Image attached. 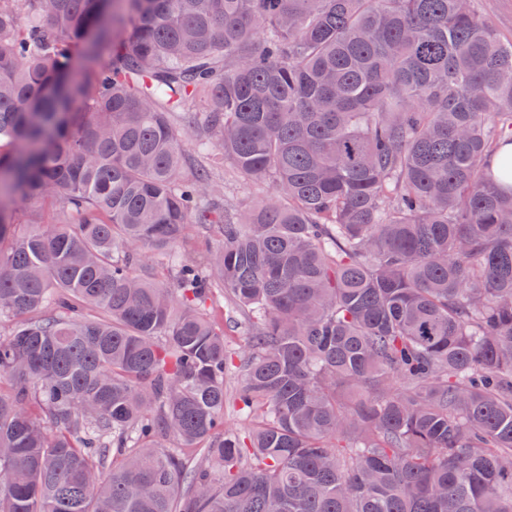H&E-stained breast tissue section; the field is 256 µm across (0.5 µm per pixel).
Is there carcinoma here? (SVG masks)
I'll use <instances>...</instances> for the list:
<instances>
[{
    "mask_svg": "<svg viewBox=\"0 0 512 512\" xmlns=\"http://www.w3.org/2000/svg\"><path fill=\"white\" fill-rule=\"evenodd\" d=\"M509 144L474 0H0V512H512ZM219 173L224 181V194L234 204L250 203L271 191V185L268 183L254 184L240 178L229 164L219 169ZM220 243V238L210 232L193 230L181 246V249H185L195 255H201L206 249L217 247ZM217 303L218 305L214 307V312L218 316H224V336H226L229 348H241L244 345L246 334L243 315L232 308L225 298H218Z\"/></svg>",
    "mask_w": 512,
    "mask_h": 512,
    "instance_id": "obj_1",
    "label": "carcinoma"
}]
</instances>
